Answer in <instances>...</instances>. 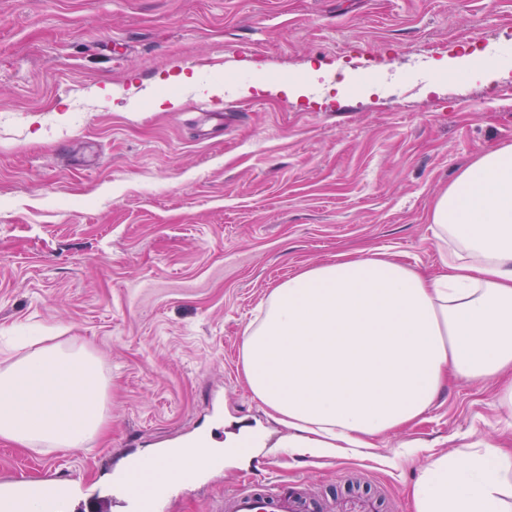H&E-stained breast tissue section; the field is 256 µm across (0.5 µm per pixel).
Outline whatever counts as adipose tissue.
Listing matches in <instances>:
<instances>
[{
  "mask_svg": "<svg viewBox=\"0 0 512 512\" xmlns=\"http://www.w3.org/2000/svg\"><path fill=\"white\" fill-rule=\"evenodd\" d=\"M441 268L426 277L371 249L341 253L273 288L245 329L243 377L289 429V453L372 447L433 407L448 374L494 382L512 412V145L466 167L435 201ZM0 360V439L39 453L80 448L107 418L110 381L87 344L38 336ZM202 451L176 448L137 468L150 502L197 472ZM413 512H512V455L491 442L437 453Z\"/></svg>",
  "mask_w": 512,
  "mask_h": 512,
  "instance_id": "adipose-tissue-1",
  "label": "adipose tissue"
}]
</instances>
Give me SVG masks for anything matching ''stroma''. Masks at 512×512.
Segmentation results:
<instances>
[{
	"label": "stroma",
	"mask_w": 512,
	"mask_h": 512,
	"mask_svg": "<svg viewBox=\"0 0 512 512\" xmlns=\"http://www.w3.org/2000/svg\"><path fill=\"white\" fill-rule=\"evenodd\" d=\"M479 57L496 64L481 80L436 67ZM183 68L196 95L171 80ZM229 74L224 117L206 115ZM503 145L512 0H0V351L60 329L112 383L104 437L40 454L1 440L0 468L57 469L76 489L64 512H92L148 449L260 429L267 448L226 453L163 512H215L256 472L411 512L433 454L512 452L495 384L452 377L374 447L291 456L240 362L261 302L301 268L382 248L435 274L436 197Z\"/></svg>",
	"instance_id": "stroma-1"
}]
</instances>
